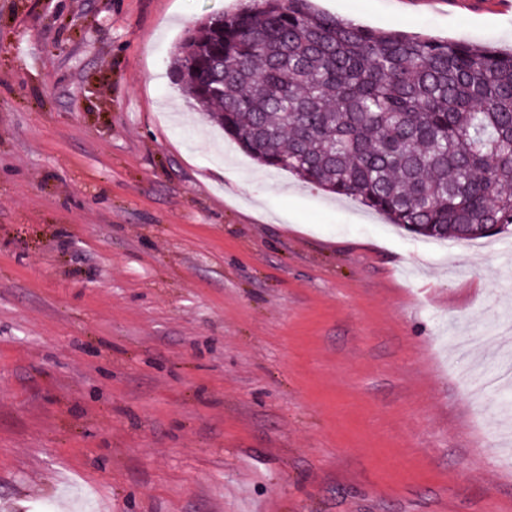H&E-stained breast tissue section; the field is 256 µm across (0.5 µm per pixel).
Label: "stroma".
I'll return each instance as SVG.
<instances>
[{"mask_svg": "<svg viewBox=\"0 0 512 512\" xmlns=\"http://www.w3.org/2000/svg\"><path fill=\"white\" fill-rule=\"evenodd\" d=\"M237 0H0V512H499L512 230L421 241L174 85ZM512 47L498 0H316Z\"/></svg>", "mask_w": 512, "mask_h": 512, "instance_id": "35a3bbf8", "label": "stroma"}]
</instances>
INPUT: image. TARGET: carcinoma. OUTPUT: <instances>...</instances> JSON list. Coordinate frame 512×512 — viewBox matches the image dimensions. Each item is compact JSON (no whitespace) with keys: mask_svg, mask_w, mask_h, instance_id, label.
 <instances>
[{"mask_svg":"<svg viewBox=\"0 0 512 512\" xmlns=\"http://www.w3.org/2000/svg\"><path fill=\"white\" fill-rule=\"evenodd\" d=\"M172 77L261 165L412 234L512 226V52L248 0L188 32Z\"/></svg>","mask_w":512,"mask_h":512,"instance_id":"carcinoma-1","label":"carcinoma"}]
</instances>
